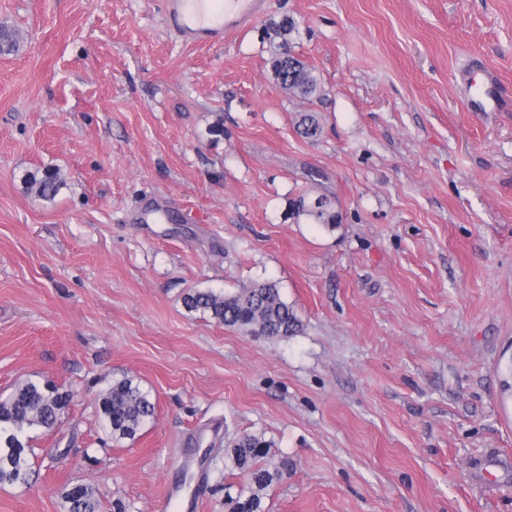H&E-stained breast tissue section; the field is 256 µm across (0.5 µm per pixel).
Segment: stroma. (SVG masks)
<instances>
[{
	"mask_svg": "<svg viewBox=\"0 0 512 512\" xmlns=\"http://www.w3.org/2000/svg\"><path fill=\"white\" fill-rule=\"evenodd\" d=\"M318 76L302 137L269 64ZM0 393L70 395L28 432L0 512H224L240 435L289 457L268 512H512V0H270L183 43L155 0H0ZM481 60L505 106L469 112ZM55 169L54 199L26 174ZM333 197L326 231L300 196ZM167 206L171 222L150 214ZM276 282L302 327L258 339L188 312L193 288ZM129 376L156 414L113 441L98 401ZM64 512H99L100 504L91 489L82 483H74L64 492Z\"/></svg>",
	"mask_w": 512,
	"mask_h": 512,
	"instance_id": "35a3bbf8",
	"label": "stroma"
}]
</instances>
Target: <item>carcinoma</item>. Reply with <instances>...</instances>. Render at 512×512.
Instances as JSON below:
<instances>
[{"label": "carcinoma", "mask_w": 512, "mask_h": 512, "mask_svg": "<svg viewBox=\"0 0 512 512\" xmlns=\"http://www.w3.org/2000/svg\"><path fill=\"white\" fill-rule=\"evenodd\" d=\"M295 68L280 86L299 95L311 105L322 100L321 89L311 69L294 59ZM297 130L306 138L321 135L318 112L299 113ZM28 190L44 199L58 193L62 180L58 172L46 169L25 178ZM296 215L333 231L341 223L336 201L326 195L313 199L301 197ZM184 307L207 315L218 323L247 335L261 333L266 338H283L297 333L301 321L293 307L272 282L254 283L234 293L213 289H191L183 297ZM70 395L48 386L45 380L27 379L5 396L0 395V487L26 486L33 470V454L26 440L29 428L51 426L64 415ZM102 427L115 441L133 440L155 416V402L150 391L130 377L112 381L99 398ZM270 442L261 434H244L224 449L226 467L248 478L247 489L229 496V512H266L269 492L288 473V458L267 459ZM63 512H100V504L91 489L74 483L64 492Z\"/></svg>", "instance_id": "cac0c4a2"}]
</instances>
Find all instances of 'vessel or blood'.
I'll list each match as a JSON object with an SVG mask.
<instances>
[{
    "label": "vessel or blood",
    "instance_id": "obj_1",
    "mask_svg": "<svg viewBox=\"0 0 512 512\" xmlns=\"http://www.w3.org/2000/svg\"><path fill=\"white\" fill-rule=\"evenodd\" d=\"M161 4L170 29L183 41L197 42L208 34L250 26L265 13L268 0H161ZM464 97L473 111H497L501 100L495 75L481 72L477 89H466Z\"/></svg>",
    "mask_w": 512,
    "mask_h": 512
}]
</instances>
